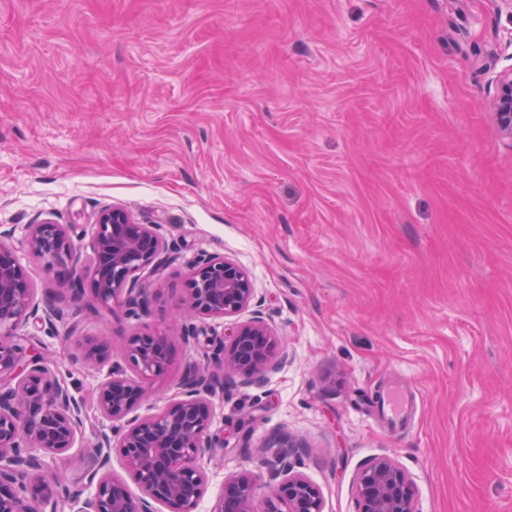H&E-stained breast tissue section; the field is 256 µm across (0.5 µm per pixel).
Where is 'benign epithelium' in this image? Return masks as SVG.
I'll return each mask as SVG.
<instances>
[{
    "mask_svg": "<svg viewBox=\"0 0 512 512\" xmlns=\"http://www.w3.org/2000/svg\"><path fill=\"white\" fill-rule=\"evenodd\" d=\"M495 85L489 108L512 141V67L496 74ZM13 235L0 230V512H58L61 498L73 512H196L208 482L206 462L224 447V430L213 429L224 377L260 386L286 361L284 354L275 357L279 337L262 316L238 320L256 296L248 273L224 256L201 254L192 262L177 316L179 339L196 346L199 356L183 364L174 395L152 414L137 408L170 367L174 336L166 327L126 337L120 361L113 359L110 336L78 344L74 363L109 369L95 395L106 422L96 434V464L72 490L61 485L56 464L83 437L85 406L29 326L38 323L50 333L64 322L74 335L83 310L110 314L116 305L128 319L148 316L155 291L138 274H160L176 259L175 248L162 225L140 224L118 207L99 211L84 247L71 224H27L23 248L56 284L40 299L17 250L5 242ZM201 317L223 320V333L208 334L196 323ZM112 447L120 450L140 495L112 478L110 455L102 453ZM265 448V488L253 475L239 474L225 482L210 512H324L319 488L295 470L302 445L279 436ZM355 502L356 512H418L411 479L387 456L363 466Z\"/></svg>",
    "mask_w": 512,
    "mask_h": 512,
    "instance_id": "obj_1",
    "label": "benign epithelium"
}]
</instances>
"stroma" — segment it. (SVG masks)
I'll return each instance as SVG.
<instances>
[{
    "mask_svg": "<svg viewBox=\"0 0 512 512\" xmlns=\"http://www.w3.org/2000/svg\"><path fill=\"white\" fill-rule=\"evenodd\" d=\"M512 66L504 0H0V225L90 240L102 207L179 249L146 320L83 311L114 338L169 321L193 259H233L287 364L233 386L240 424L197 512L263 477L264 442L307 447L324 512H355L371 458L419 512H512V141L488 109ZM46 352L86 404L103 370ZM416 397L404 430L376 394Z\"/></svg>",
    "mask_w": 512,
    "mask_h": 512,
    "instance_id": "35a3bbf8",
    "label": "stroma"
}]
</instances>
